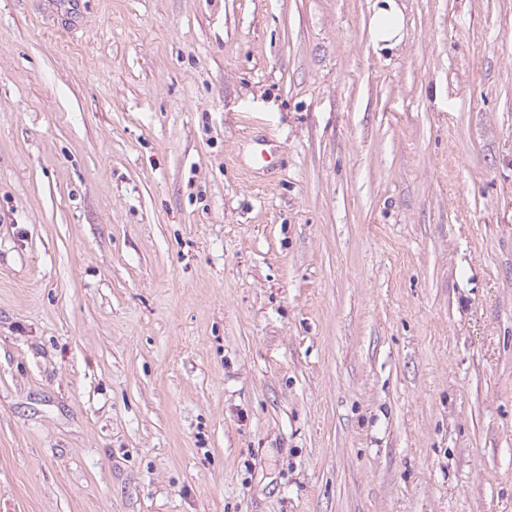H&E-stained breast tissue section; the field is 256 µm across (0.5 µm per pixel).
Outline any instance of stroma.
Returning a JSON list of instances; mask_svg holds the SVG:
<instances>
[{
	"instance_id": "35a3bbf8",
	"label": "stroma",
	"mask_w": 512,
	"mask_h": 512,
	"mask_svg": "<svg viewBox=\"0 0 512 512\" xmlns=\"http://www.w3.org/2000/svg\"><path fill=\"white\" fill-rule=\"evenodd\" d=\"M400 2L0 0V512H512V0ZM369 41L378 55L392 54L404 42L405 15L398 0H372Z\"/></svg>"
}]
</instances>
